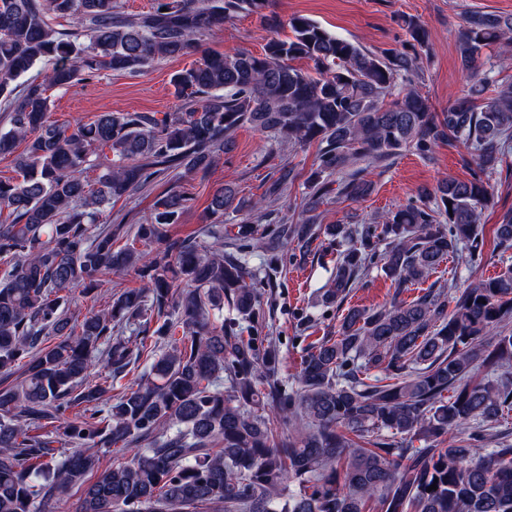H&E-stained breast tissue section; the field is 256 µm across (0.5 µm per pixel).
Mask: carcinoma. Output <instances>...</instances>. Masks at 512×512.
<instances>
[{"instance_id":"obj_1","label":"carcinoma","mask_w":512,"mask_h":512,"mask_svg":"<svg viewBox=\"0 0 512 512\" xmlns=\"http://www.w3.org/2000/svg\"><path fill=\"white\" fill-rule=\"evenodd\" d=\"M270 2L157 0L130 18L116 0H0V156L25 143L16 176L0 179V373L23 375L0 381V512H38L75 486V512H512V433L499 429L512 416V266L454 292L347 309L336 338L309 346L292 384L279 377L271 335L246 340L239 324L211 320L226 301L255 318V240L305 254L322 229L338 246L355 239L337 251L326 300L338 303L371 266L401 292L447 257L481 262L488 177L512 141V80L498 78L512 69V17L466 16L458 51L472 85L439 115L414 86L417 52H372L294 16L293 37H271L260 55L205 56L175 73L176 112H104L73 128L49 120L50 88L190 54L242 13L268 19ZM51 13L70 27H54ZM401 22L413 45L427 41L417 19ZM491 46L497 54L483 58ZM36 66L39 77L14 85ZM243 125L281 145L318 144L305 221L271 208L300 177L283 165L257 198L231 184L214 191L209 212L232 214L237 232L226 239L224 224H211L214 242L203 249L170 234L191 201L179 187L144 224L96 227L105 205L159 176L208 170ZM445 142L470 149L475 170L423 193L435 207L409 204L375 226L316 224L334 176L345 197L361 199L372 183L359 163L406 148L430 160ZM105 150L112 157L92 159ZM496 238L512 250V212ZM152 244L154 254L144 250ZM134 266L139 287L107 309L67 314L71 289L93 297L102 277ZM283 270L270 261L263 284L276 287ZM140 318L134 338L118 336ZM102 357L109 385L87 383ZM140 361L149 371L108 396ZM370 368L383 376L368 380ZM270 406L297 435L277 434ZM441 437L448 447L433 446ZM136 443L105 469L92 452ZM291 481L298 490H287Z\"/></svg>"}]
</instances>
